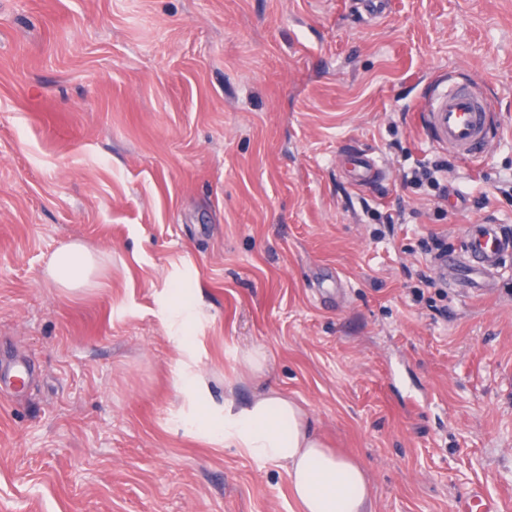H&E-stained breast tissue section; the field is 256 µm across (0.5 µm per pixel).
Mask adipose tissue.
Masks as SVG:
<instances>
[{"label":"adipose tissue","instance_id":"adipose-tissue-1","mask_svg":"<svg viewBox=\"0 0 512 512\" xmlns=\"http://www.w3.org/2000/svg\"><path fill=\"white\" fill-rule=\"evenodd\" d=\"M98 269L95 256L79 244L57 249L47 273L64 288H80ZM199 430L228 448L245 450L288 474L291 495L301 512H371V485L361 464L325 448L306 410L275 390L245 402L226 397L217 420Z\"/></svg>","mask_w":512,"mask_h":512}]
</instances>
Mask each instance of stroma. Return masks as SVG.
I'll list each match as a JSON object with an SVG mask.
<instances>
[{"label": "stroma", "instance_id": "1", "mask_svg": "<svg viewBox=\"0 0 512 512\" xmlns=\"http://www.w3.org/2000/svg\"><path fill=\"white\" fill-rule=\"evenodd\" d=\"M354 2L0 0V512H298L283 468L195 431L229 387L303 406L373 512L477 484L512 507V255L470 293L421 245L512 232V0ZM456 73L499 125L475 163L416 114ZM358 152L385 170L364 188ZM423 157L448 200L405 185ZM69 242L88 287L46 273ZM269 361L268 352L262 347H251L241 354L240 363L242 368L251 376H261Z\"/></svg>", "mask_w": 512, "mask_h": 512}]
</instances>
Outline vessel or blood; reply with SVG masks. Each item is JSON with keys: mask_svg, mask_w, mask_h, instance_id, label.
<instances>
[{"mask_svg": "<svg viewBox=\"0 0 512 512\" xmlns=\"http://www.w3.org/2000/svg\"><path fill=\"white\" fill-rule=\"evenodd\" d=\"M418 110L430 138L461 160L480 158L490 137L491 101L486 92L463 79L444 80L424 95ZM512 254V236L496 224H474L467 233V256L439 259L440 269L467 268L494 277L501 259ZM456 512H502L498 503L481 489L461 499Z\"/></svg>", "mask_w": 512, "mask_h": 512, "instance_id": "1", "label": "vessel or blood"}]
</instances>
